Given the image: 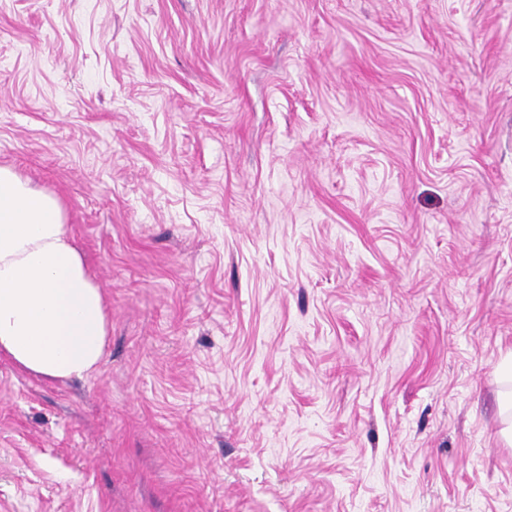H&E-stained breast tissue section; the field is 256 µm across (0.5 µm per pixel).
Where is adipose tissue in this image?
Instances as JSON below:
<instances>
[{"label":"adipose tissue","instance_id":"obj_1","mask_svg":"<svg viewBox=\"0 0 512 512\" xmlns=\"http://www.w3.org/2000/svg\"><path fill=\"white\" fill-rule=\"evenodd\" d=\"M110 327L58 197L0 167V356L48 380L84 378Z\"/></svg>","mask_w":512,"mask_h":512}]
</instances>
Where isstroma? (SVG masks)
<instances>
[{
	"label": "stroma",
	"mask_w": 512,
	"mask_h": 512,
	"mask_svg": "<svg viewBox=\"0 0 512 512\" xmlns=\"http://www.w3.org/2000/svg\"><path fill=\"white\" fill-rule=\"evenodd\" d=\"M0 166L112 317L0 512H512V0H0Z\"/></svg>",
	"instance_id": "stroma-1"
}]
</instances>
